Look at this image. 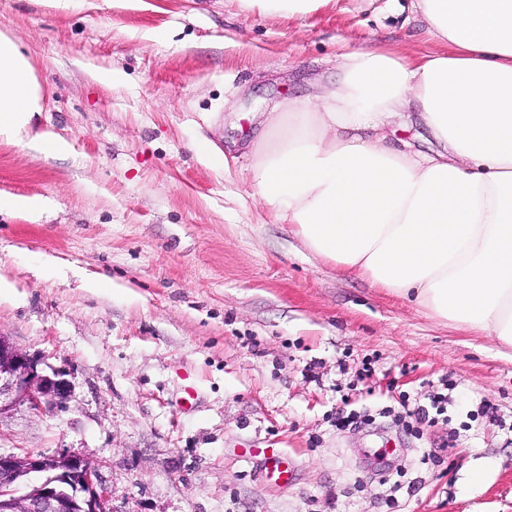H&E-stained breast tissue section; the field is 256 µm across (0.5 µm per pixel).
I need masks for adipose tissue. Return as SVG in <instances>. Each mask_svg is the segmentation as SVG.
I'll return each mask as SVG.
<instances>
[{"mask_svg":"<svg viewBox=\"0 0 512 512\" xmlns=\"http://www.w3.org/2000/svg\"><path fill=\"white\" fill-rule=\"evenodd\" d=\"M437 51L336 57L335 82L256 113L251 181L315 257L512 347V0H412ZM41 88L0 33V140L64 155L36 129ZM425 128L435 150L394 142Z\"/></svg>","mask_w":512,"mask_h":512,"instance_id":"obj_1","label":"adipose tissue"}]
</instances>
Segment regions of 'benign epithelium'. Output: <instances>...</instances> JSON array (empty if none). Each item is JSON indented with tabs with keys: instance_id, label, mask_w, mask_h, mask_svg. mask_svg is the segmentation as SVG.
<instances>
[{
	"instance_id": "obj_1",
	"label": "benign epithelium",
	"mask_w": 512,
	"mask_h": 512,
	"mask_svg": "<svg viewBox=\"0 0 512 512\" xmlns=\"http://www.w3.org/2000/svg\"><path fill=\"white\" fill-rule=\"evenodd\" d=\"M0 333V415L18 406L34 414L65 409L70 382ZM109 492L92 462L77 453L0 452V512H111Z\"/></svg>"
}]
</instances>
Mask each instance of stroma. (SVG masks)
Returning <instances> with one entry per match:
<instances>
[{
	"mask_svg": "<svg viewBox=\"0 0 512 512\" xmlns=\"http://www.w3.org/2000/svg\"><path fill=\"white\" fill-rule=\"evenodd\" d=\"M399 4L288 19L237 0H0L43 87L35 124L71 146L0 140V194L49 205L0 214V333L72 385L65 410L0 415V451L84 455L111 512H512V347L313 256L247 179L251 113L334 80L344 47L434 51ZM440 388L446 420L394 419ZM342 409L370 420L336 428ZM250 448L286 450L293 479L266 484Z\"/></svg>",
	"mask_w": 512,
	"mask_h": 512,
	"instance_id": "stroma-1",
	"label": "stroma"
}]
</instances>
